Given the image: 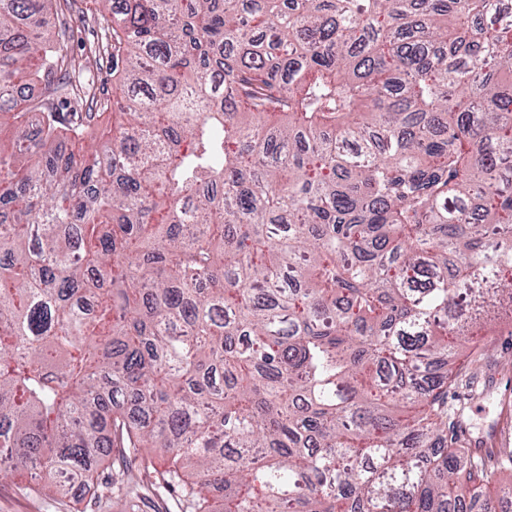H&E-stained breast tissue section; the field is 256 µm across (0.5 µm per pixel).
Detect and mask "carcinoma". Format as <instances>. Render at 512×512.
<instances>
[{
    "label": "carcinoma",
    "mask_w": 512,
    "mask_h": 512,
    "mask_svg": "<svg viewBox=\"0 0 512 512\" xmlns=\"http://www.w3.org/2000/svg\"><path fill=\"white\" fill-rule=\"evenodd\" d=\"M0 0V448L177 512H498L448 393L512 320L506 0ZM42 85L36 97L21 81ZM88 1V0H87ZM86 0H70L63 2L61 8L65 19L73 30V38L68 44V50L75 57L85 55L88 47V39L92 30L98 31L100 16L95 11V6ZM85 46V49H83Z\"/></svg>",
    "instance_id": "1"
}]
</instances>
